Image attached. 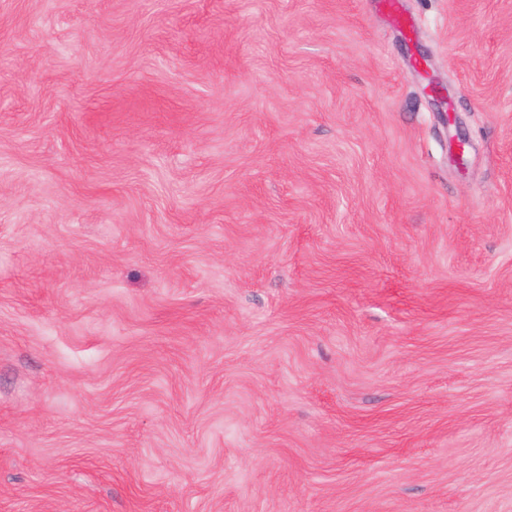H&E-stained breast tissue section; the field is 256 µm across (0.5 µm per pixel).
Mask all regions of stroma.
<instances>
[{
    "instance_id": "stroma-1",
    "label": "stroma",
    "mask_w": 512,
    "mask_h": 512,
    "mask_svg": "<svg viewBox=\"0 0 512 512\" xmlns=\"http://www.w3.org/2000/svg\"><path fill=\"white\" fill-rule=\"evenodd\" d=\"M0 0V512H512V0Z\"/></svg>"
}]
</instances>
